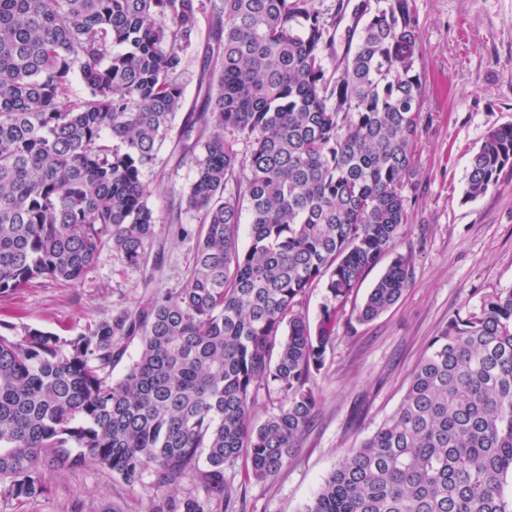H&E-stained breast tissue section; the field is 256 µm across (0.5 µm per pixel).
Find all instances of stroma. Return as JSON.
I'll return each instance as SVG.
<instances>
[{
  "mask_svg": "<svg viewBox=\"0 0 512 512\" xmlns=\"http://www.w3.org/2000/svg\"><path fill=\"white\" fill-rule=\"evenodd\" d=\"M418 33L416 68L426 93L412 173L405 181L408 226L395 246L411 259L400 300L370 322L339 313L336 337L316 373L319 405L295 456L274 477L245 480L243 462L224 474L238 512H305L324 479L398 408L433 336L487 294L512 289V168L476 200L464 198L469 161L490 129L512 123V0H409ZM224 0H203L195 46L183 54V112L198 111L213 84L208 48ZM181 121L156 150L142 181L160 222L146 259L131 265L110 247L77 285L43 281L0 294V323L68 338L122 310L146 307L160 291L182 288L197 244L200 216L170 209L194 178ZM48 492L17 501L0 495V512H147L153 476L129 490L87 466L44 472Z\"/></svg>",
  "mask_w": 512,
  "mask_h": 512,
  "instance_id": "stroma-1",
  "label": "stroma"
}]
</instances>
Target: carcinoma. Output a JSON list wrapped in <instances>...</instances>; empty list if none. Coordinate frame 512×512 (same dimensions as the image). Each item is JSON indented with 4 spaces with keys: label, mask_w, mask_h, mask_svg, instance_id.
<instances>
[{
    "label": "carcinoma",
    "mask_w": 512,
    "mask_h": 512,
    "mask_svg": "<svg viewBox=\"0 0 512 512\" xmlns=\"http://www.w3.org/2000/svg\"><path fill=\"white\" fill-rule=\"evenodd\" d=\"M201 6L0 0V294L76 285L105 246L142 262L160 219L141 173L182 106ZM362 15L338 57L336 22L314 0H224L217 89L181 130L195 177L180 203L202 220L186 285L73 338L0 333V494L38 497L44 470L95 466L131 490L152 473L148 512H233L226 466L242 458L245 478L262 481L292 459L338 308L389 254L358 321L390 309L411 280L394 248L425 91L418 35L408 0ZM77 76L83 99L71 96ZM508 166L512 124L472 154L466 197ZM319 284L329 304L313 327L297 307ZM135 336L139 356L114 384ZM261 384L278 401L256 425ZM508 485L512 289L433 337L396 411L305 512H512Z\"/></svg>",
    "instance_id": "1"
}]
</instances>
